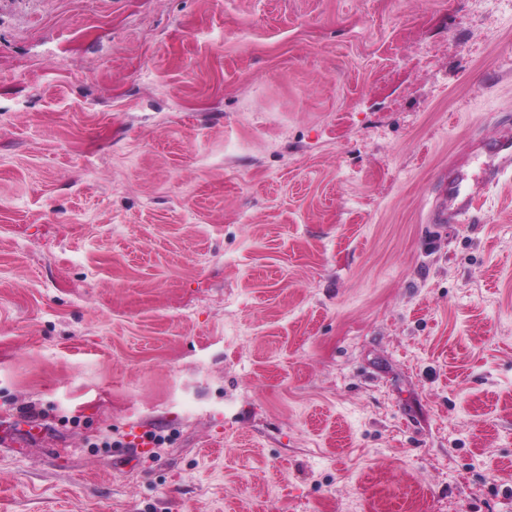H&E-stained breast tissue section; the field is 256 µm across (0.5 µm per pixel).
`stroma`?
I'll return each instance as SVG.
<instances>
[{
	"instance_id": "stroma-1",
	"label": "stroma",
	"mask_w": 512,
	"mask_h": 512,
	"mask_svg": "<svg viewBox=\"0 0 512 512\" xmlns=\"http://www.w3.org/2000/svg\"><path fill=\"white\" fill-rule=\"evenodd\" d=\"M510 131L512 0H0V512H512ZM489 157L497 163L486 165L478 175H470L463 169L448 172L435 215L437 225L454 224L468 215L475 208L484 189L498 179L504 168L512 167V138L504 136L493 143Z\"/></svg>"
}]
</instances>
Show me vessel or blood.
Returning <instances> with one entry per match:
<instances>
[{
  "label": "vessel or blood",
  "instance_id": "obj_1",
  "mask_svg": "<svg viewBox=\"0 0 512 512\" xmlns=\"http://www.w3.org/2000/svg\"><path fill=\"white\" fill-rule=\"evenodd\" d=\"M489 156L490 165L482 168L477 175H470L462 169L449 173L436 213L438 224H454L468 215L486 187L497 180L503 169L512 167V138L505 136L493 143Z\"/></svg>",
  "mask_w": 512,
  "mask_h": 512
}]
</instances>
